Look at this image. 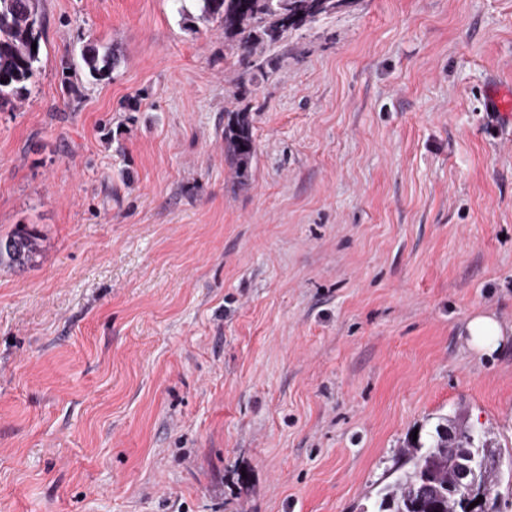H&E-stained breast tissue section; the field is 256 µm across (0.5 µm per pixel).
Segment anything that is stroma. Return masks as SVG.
<instances>
[{"mask_svg": "<svg viewBox=\"0 0 512 512\" xmlns=\"http://www.w3.org/2000/svg\"><path fill=\"white\" fill-rule=\"evenodd\" d=\"M42 10L0 110V235L41 236L0 267V512H368L459 409L512 470V0H351L242 82L198 0ZM83 68L96 80L108 78L117 64V58L108 50L100 52L99 47L88 45L80 54ZM224 123V155L240 177H245L256 147L246 112H227ZM38 234L26 225H18L6 237L0 236V265L24 268L37 255ZM471 347L478 354L490 355L498 350L504 331L493 313L473 316L466 325Z\"/></svg>", "mask_w": 512, "mask_h": 512, "instance_id": "stroma-1", "label": "stroma"}]
</instances>
